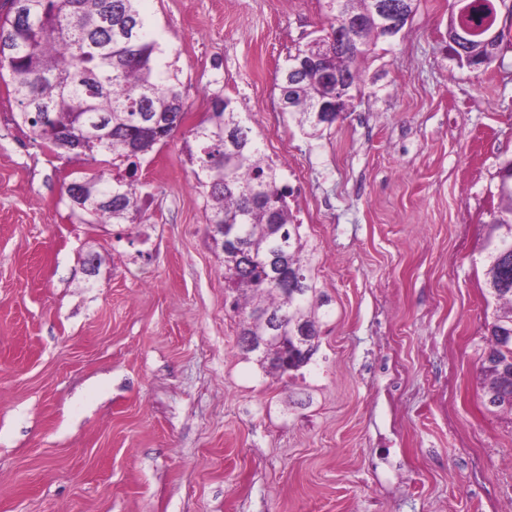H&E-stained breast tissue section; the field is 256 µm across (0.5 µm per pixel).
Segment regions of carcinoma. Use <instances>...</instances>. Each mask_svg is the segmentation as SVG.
<instances>
[{"label": "carcinoma", "instance_id": "obj_1", "mask_svg": "<svg viewBox=\"0 0 512 512\" xmlns=\"http://www.w3.org/2000/svg\"><path fill=\"white\" fill-rule=\"evenodd\" d=\"M142 0H10L0 16V80L9 79L26 127L59 157L81 161L65 193L72 209L114 224L134 223L150 193L136 179L140 160L173 137L187 112L180 70L166 61L161 37L140 8ZM326 26L363 20L352 45L336 49L316 38L288 53L276 76L280 109L316 137L352 109L362 82L361 62L389 35L370 18L372 0H324ZM470 27L478 30L504 0H469ZM456 15L448 22V50L460 64L486 68L497 53L459 41ZM191 160L197 187L207 193L208 236L219 254L222 239L238 238L248 254L237 275L224 273L239 317V335L251 332L258 310L272 312L279 329L274 347L288 353V367L261 354L266 371L293 377L319 343L317 293L309 251L292 202L294 190L266 158L231 100L217 96L193 132ZM499 203L486 239L485 288L493 300L482 356L485 405L512 414V162L500 169ZM288 254L290 290L276 281L272 255Z\"/></svg>", "mask_w": 512, "mask_h": 512}]
</instances>
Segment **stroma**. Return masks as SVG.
I'll return each instance as SVG.
<instances>
[{
  "label": "stroma",
  "mask_w": 512,
  "mask_h": 512,
  "mask_svg": "<svg viewBox=\"0 0 512 512\" xmlns=\"http://www.w3.org/2000/svg\"><path fill=\"white\" fill-rule=\"evenodd\" d=\"M453 0H418L364 62L353 112L279 108L322 0H143L189 111L141 163L137 222L73 211L77 162L34 142L0 83V512H488L512 500V415L488 410L486 226L512 161V11L498 57L448 53ZM284 161L329 298L296 379L237 344L189 159L214 95ZM397 356L396 403L383 368ZM448 378L447 410L432 395ZM404 417L402 430L390 424Z\"/></svg>",
  "instance_id": "stroma-1"
}]
</instances>
